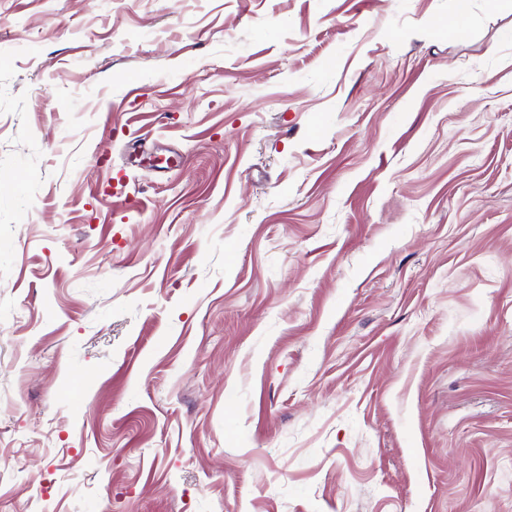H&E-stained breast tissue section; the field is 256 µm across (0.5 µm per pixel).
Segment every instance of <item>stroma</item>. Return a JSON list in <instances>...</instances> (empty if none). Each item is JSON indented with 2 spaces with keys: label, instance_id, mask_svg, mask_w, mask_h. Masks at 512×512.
<instances>
[{
  "label": "stroma",
  "instance_id": "stroma-1",
  "mask_svg": "<svg viewBox=\"0 0 512 512\" xmlns=\"http://www.w3.org/2000/svg\"><path fill=\"white\" fill-rule=\"evenodd\" d=\"M0 512H512V0H0Z\"/></svg>",
  "mask_w": 512,
  "mask_h": 512
}]
</instances>
